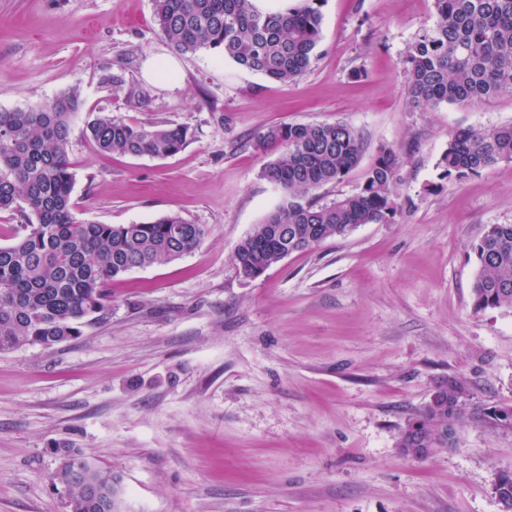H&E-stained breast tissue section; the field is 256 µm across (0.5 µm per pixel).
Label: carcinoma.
I'll list each match as a JSON object with an SVG mask.
<instances>
[{
	"label": "carcinoma",
	"mask_w": 512,
	"mask_h": 512,
	"mask_svg": "<svg viewBox=\"0 0 512 512\" xmlns=\"http://www.w3.org/2000/svg\"><path fill=\"white\" fill-rule=\"evenodd\" d=\"M321 0L263 13L252 0H153L158 34L181 54L215 51L244 69L290 83L312 66L321 42ZM434 20L404 52L411 103H479L512 95V0H433ZM73 88L38 108L0 109V211L26 219L12 242L0 245V353L24 345L75 339L82 327L112 311V280L136 268L162 265L191 252L207 229L176 213L136 224H100L76 216L69 158L72 124L82 111ZM85 136L101 152L129 157L167 156L188 140L181 125L128 123L97 116ZM258 148L273 150L260 177L280 192L262 223L237 245L233 262L247 279L261 276L286 254L311 249L360 224L387 222L401 204L393 194L399 153L382 146L362 187L321 202L312 193L342 181L360 163L366 142L343 122L272 126ZM512 162V124L456 130L442 154L443 177L462 180ZM479 309L512 307V224H492L473 246ZM467 392L455 380L402 430L399 447H448L464 417ZM56 480L68 512H113L112 471L73 449L64 451ZM99 488L86 495V481Z\"/></svg>",
	"instance_id": "obj_1"
}]
</instances>
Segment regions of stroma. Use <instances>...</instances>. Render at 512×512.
Wrapping results in <instances>:
<instances>
[{"label":"stroma","instance_id":"1","mask_svg":"<svg viewBox=\"0 0 512 512\" xmlns=\"http://www.w3.org/2000/svg\"><path fill=\"white\" fill-rule=\"evenodd\" d=\"M321 11L318 56L297 81L201 51L177 56L172 87L142 76L175 56L153 0H0V108L76 87L84 114L191 133L174 155L125 157L75 121L77 217L175 212L208 231L181 258L114 279L111 314L79 338L0 354V512H67L54 487L64 444L117 477L115 512H500L512 428L488 413L512 409V307L475 309L472 246L512 224V163L451 182L439 160L457 128L511 123L512 96L412 106L402 60L432 0ZM112 74L127 93L103 84ZM338 121L369 148L319 199L356 192L387 145L404 208L243 278L234 249L279 198L259 176L258 136ZM451 378L467 390L453 445L406 456L402 430Z\"/></svg>","mask_w":512,"mask_h":512}]
</instances>
